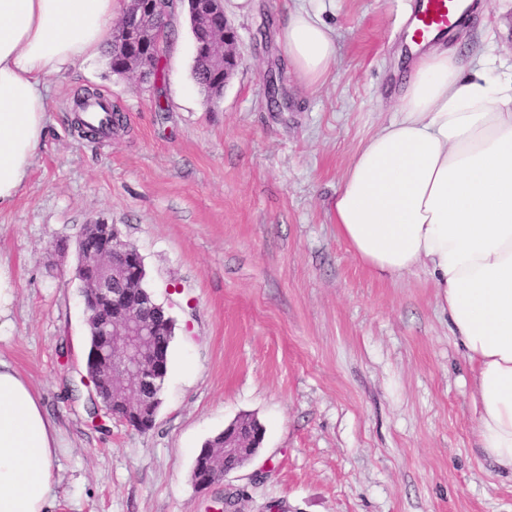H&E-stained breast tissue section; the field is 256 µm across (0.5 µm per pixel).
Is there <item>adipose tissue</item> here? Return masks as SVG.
<instances>
[{"label":"adipose tissue","mask_w":512,"mask_h":512,"mask_svg":"<svg viewBox=\"0 0 512 512\" xmlns=\"http://www.w3.org/2000/svg\"><path fill=\"white\" fill-rule=\"evenodd\" d=\"M119 0H0V207L11 204L43 139L49 73L96 55ZM278 40L306 84L336 66L330 29L289 13ZM412 62L394 120L356 152L332 201L339 236L392 277L427 265L438 305L474 367V421L493 465L512 475V76L444 48ZM55 424L0 359V512H52Z\"/></svg>","instance_id":"ef3b65f1"}]
</instances>
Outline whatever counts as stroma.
Returning <instances> with one entry per match:
<instances>
[{"label": "stroma", "mask_w": 512, "mask_h": 512, "mask_svg": "<svg viewBox=\"0 0 512 512\" xmlns=\"http://www.w3.org/2000/svg\"><path fill=\"white\" fill-rule=\"evenodd\" d=\"M483 2L451 41L511 75L512 0ZM248 4L224 0L241 64L217 103L193 80L182 11L161 81L115 74L104 53L44 80V138L0 208V262L16 288L0 357L59 429L54 512H208L239 489L241 512H512V475L479 448L473 370L429 270L375 274L331 209L357 150L395 117L416 0ZM297 7L336 39L334 72L312 86L276 40ZM86 87L122 111L124 130L79 136L72 102ZM96 217L138 248L176 321L144 433L88 413L72 245ZM245 414L264 427L258 451L198 491L203 444Z\"/></svg>", "instance_id": "obj_1"}]
</instances>
